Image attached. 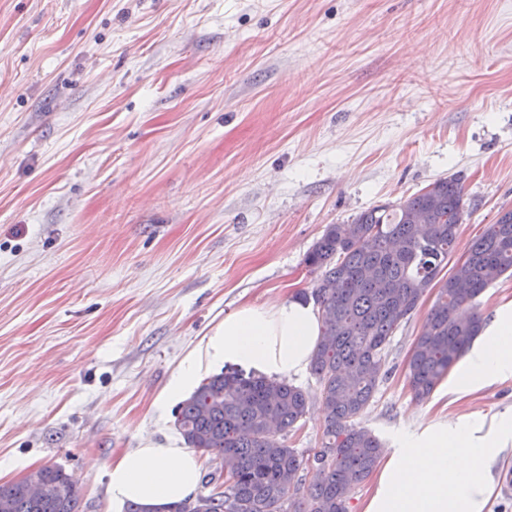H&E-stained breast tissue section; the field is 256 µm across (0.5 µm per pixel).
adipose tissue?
<instances>
[{
  "label": "adipose tissue",
  "instance_id": "adipose-tissue-1",
  "mask_svg": "<svg viewBox=\"0 0 512 512\" xmlns=\"http://www.w3.org/2000/svg\"><path fill=\"white\" fill-rule=\"evenodd\" d=\"M322 331L318 311L288 298L245 304L182 364L165 396L193 392L202 372L237 367L269 379L303 373ZM512 375V305L496 309L471 345L453 384L463 391ZM512 444V414L485 421L474 415L451 425L438 422L404 439L388 455L365 512H484L492 492L491 466ZM201 464L194 450L170 441H144L122 454L109 471L107 494L115 512L134 501L159 508L196 494Z\"/></svg>",
  "mask_w": 512,
  "mask_h": 512
}]
</instances>
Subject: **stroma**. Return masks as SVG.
<instances>
[{
	"label": "stroma",
	"mask_w": 512,
	"mask_h": 512,
	"mask_svg": "<svg viewBox=\"0 0 512 512\" xmlns=\"http://www.w3.org/2000/svg\"><path fill=\"white\" fill-rule=\"evenodd\" d=\"M460 178L450 256L512 208V0H0V482L45 464L112 512L118 457L244 303L311 288L327 225ZM429 291L361 423L512 413V376L415 400ZM291 447H317L320 385Z\"/></svg>",
	"instance_id": "1"
}]
</instances>
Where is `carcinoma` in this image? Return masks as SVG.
<instances>
[{
  "instance_id": "carcinoma-1",
  "label": "carcinoma",
  "mask_w": 512,
  "mask_h": 512,
  "mask_svg": "<svg viewBox=\"0 0 512 512\" xmlns=\"http://www.w3.org/2000/svg\"><path fill=\"white\" fill-rule=\"evenodd\" d=\"M457 178H439L416 193L330 224L303 263L318 273L311 291L323 319L310 361L321 386L324 427L316 480L298 497L310 454L288 446L309 408L287 380L221 372L205 378L175 411L186 445L216 463L203 477L209 493L155 510L129 502L125 512H350L353 495L376 468L380 440L360 425L386 379V349L428 289L438 294L407 362L415 398H428L479 335L476 299L512 276V209L471 242L447 278L464 213ZM46 495L31 500L24 480L0 484V512H85L65 469L44 465Z\"/></svg>"
}]
</instances>
